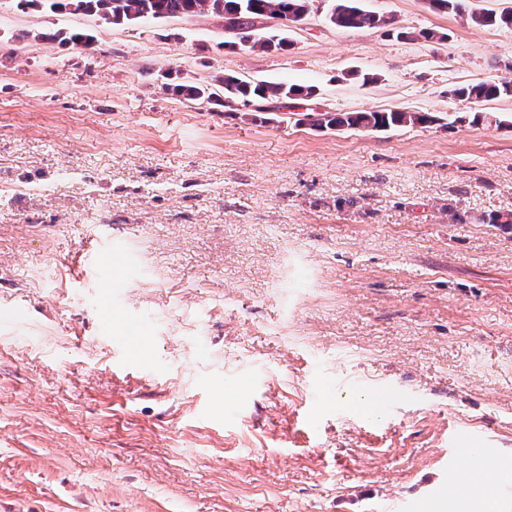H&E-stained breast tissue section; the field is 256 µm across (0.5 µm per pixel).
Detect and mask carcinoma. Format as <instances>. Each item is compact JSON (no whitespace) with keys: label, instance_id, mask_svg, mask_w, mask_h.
Instances as JSON below:
<instances>
[{"label":"carcinoma","instance_id":"obj_1","mask_svg":"<svg viewBox=\"0 0 512 512\" xmlns=\"http://www.w3.org/2000/svg\"><path fill=\"white\" fill-rule=\"evenodd\" d=\"M313 0H17L22 9L45 6L52 11L70 10L75 13L97 16L114 26H123L140 18L166 19L212 15L224 19V27L240 36V40L251 50L268 52L287 46L280 30L271 27L267 33H253V19L262 17L276 20L288 14L298 15L312 7ZM432 8L448 14L459 15L474 27L501 26L512 29V12L497 13L493 10L477 9L469 0H430ZM331 22L340 28H385L383 17L363 9L359 0H335L330 15ZM41 39L61 43L90 46L93 36L86 33L57 31L44 34ZM224 87V97L245 106H255V111L264 112L265 102H288L302 100L312 94V89L298 85L272 82H252L235 76L218 79ZM167 90L186 100L209 97L208 88L195 84H175ZM454 94L462 101H489L512 96V80L494 84L478 83L460 86ZM464 120L456 116L448 121L445 117L430 112H405L399 110L364 112H308L302 122L317 129H333L346 126L353 129L385 130L395 126L444 122L451 126Z\"/></svg>","mask_w":512,"mask_h":512}]
</instances>
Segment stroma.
<instances>
[{
    "mask_svg": "<svg viewBox=\"0 0 512 512\" xmlns=\"http://www.w3.org/2000/svg\"><path fill=\"white\" fill-rule=\"evenodd\" d=\"M317 0L289 47L211 16L113 26L0 0V512L428 506L472 450L512 463V29L429 0ZM81 31L92 49L44 41ZM313 87L319 130L170 83ZM391 402L370 401L375 389ZM330 15L331 22L340 28H387L376 12L363 9L359 0H336ZM461 101L479 102L512 96V80L499 81L494 84L478 83L460 86L453 90ZM298 121L304 122L317 129H333L346 126L353 129L386 130L387 128L405 125H417L426 123H440L441 126L450 127L460 122V116L451 118L443 117L430 112H405L399 110L364 111V112H308L303 114ZM451 120V121H450ZM448 121V122H444Z\"/></svg>",
    "mask_w": 512,
    "mask_h": 512,
    "instance_id": "1",
    "label": "stroma"
}]
</instances>
